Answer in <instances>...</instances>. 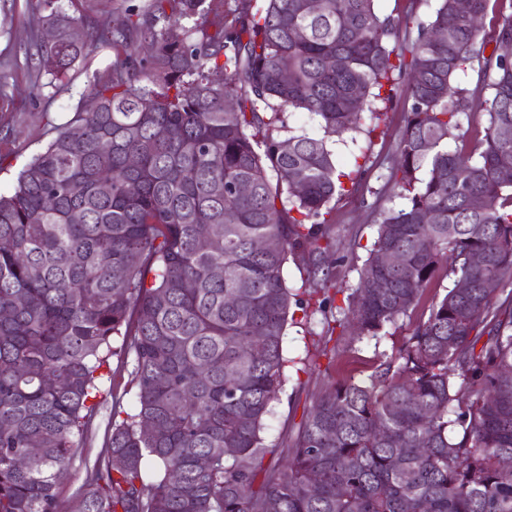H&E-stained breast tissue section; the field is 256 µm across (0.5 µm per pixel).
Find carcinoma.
Here are the masks:
<instances>
[{
  "label": "carcinoma",
  "mask_w": 512,
  "mask_h": 512,
  "mask_svg": "<svg viewBox=\"0 0 512 512\" xmlns=\"http://www.w3.org/2000/svg\"><path fill=\"white\" fill-rule=\"evenodd\" d=\"M492 1L504 2L459 14L437 0L402 20L375 0H237L227 26L224 0H148L88 33L116 51L91 88L96 111L78 101L0 194V512H61L104 370L126 354L136 403L112 406L80 512H512V12L485 25ZM39 2L54 42L37 36L38 75L62 82L87 58L71 37L86 17L80 0ZM409 26L416 37L400 40ZM475 65L487 96L459 85ZM401 76L403 204L380 210L337 305L333 201L357 174L328 142L364 113L380 121ZM474 106L487 121L468 148ZM290 110L323 135L281 137ZM389 252L399 266L381 263ZM440 269L445 294L395 353L326 383L289 443L265 441L288 323L310 317L314 296L336 313L317 350L332 363L410 316ZM463 279L501 288L464 295Z\"/></svg>",
  "instance_id": "carcinoma-1"
}]
</instances>
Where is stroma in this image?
Instances as JSON below:
<instances>
[{
	"label": "stroma",
	"mask_w": 512,
	"mask_h": 512,
	"mask_svg": "<svg viewBox=\"0 0 512 512\" xmlns=\"http://www.w3.org/2000/svg\"><path fill=\"white\" fill-rule=\"evenodd\" d=\"M39 12L29 10L24 0H0V193H10L19 169L45 146L55 126L68 120L79 99L86 95L93 78H108L114 59L111 47L89 49V68L74 67L68 80L34 88L35 47L33 34L40 28ZM410 101L406 91L386 109L385 120L372 134H355L354 138L336 143L337 157L345 168L359 171L356 191L337 198L333 211L336 237L346 261L337 287H353L358 279L366 248L379 218L380 207L391 206L394 190L389 175L396 153L397 134L403 128ZM448 281L434 278L426 288L411 316L390 327L376 340L355 344L353 349L337 355L335 363L319 358L317 363L301 369L289 368L288 381L273 414L267 420L266 440L280 442L293 437L309 406L313 394L330 381L346 377H363L392 354L410 335L428 312L436 297L442 296ZM325 333L323 315L314 312L308 321L289 326L285 349L290 358L300 360L314 351ZM132 358H111L109 378L104 384L105 402L101 405L85 440L83 458L75 460L58 489L62 512H79L78 488L86 476V467L103 452L108 431L111 400L119 398L123 407H132L136 390L130 384Z\"/></svg>",
	"instance_id": "stroma-1"
}]
</instances>
